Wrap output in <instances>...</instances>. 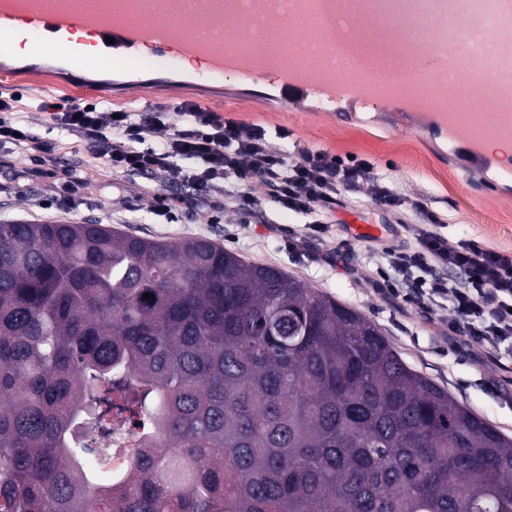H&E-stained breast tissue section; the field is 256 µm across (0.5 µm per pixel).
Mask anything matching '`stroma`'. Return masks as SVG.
<instances>
[{
  "mask_svg": "<svg viewBox=\"0 0 512 512\" xmlns=\"http://www.w3.org/2000/svg\"><path fill=\"white\" fill-rule=\"evenodd\" d=\"M0 95L18 96V108L33 135L54 145L47 159L27 147L0 145V221L100 224L169 243L200 238L234 251L246 261L281 269L363 313L408 365L512 435V373L502 378L499 394H492L487 382L494 367L483 348L454 349L419 314L386 303L374 292L372 281L385 261L368 240L347 238L343 225L355 220L384 225L382 244L397 245L412 242V226L420 218L382 209L372 197L370 181L343 192L344 205L334 213L328 237L294 251L288 246V233L299 229L300 218L277 212L269 190L261 183L250 186L256 209L275 221L279 232L269 231L255 216L226 207L218 194L202 206L180 205L169 216L160 212L158 201L183 198L189 192L185 184L115 171L107 159L78 152L74 136L49 129L39 108L41 100L49 96L56 101L93 102L97 95L92 89L67 84L52 88L36 76H0ZM218 110L247 126L288 130V139L275 141L274 146L285 150L294 163L301 161L305 152L315 150L370 158L376 175L437 216L449 242L473 238L489 248L512 252V189H489L479 174L465 172L439 144L396 129L384 105H373L355 118L331 112H283L272 97H256L228 78ZM342 245L363 257L358 275L324 262L326 253Z\"/></svg>",
  "mask_w": 512,
  "mask_h": 512,
  "instance_id": "1",
  "label": "stroma"
}]
</instances>
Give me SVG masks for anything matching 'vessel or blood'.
<instances>
[{"label":"vessel or blood","instance_id":"obj_1","mask_svg":"<svg viewBox=\"0 0 512 512\" xmlns=\"http://www.w3.org/2000/svg\"><path fill=\"white\" fill-rule=\"evenodd\" d=\"M121 2L112 0L109 11L73 14L63 8L42 10L38 0H0V61L11 58L15 26L24 24L39 48L24 65L27 73L37 74L53 65L67 69L78 80L85 71L97 70L103 79L95 91L109 101L115 98L117 87L138 84V77L126 64L145 54L158 60L155 74L160 81L177 72L179 61L192 59L204 63L210 84L223 85L230 76L238 85L259 86L261 70L249 59L218 44L184 38L185 29L200 24L220 29L255 18L285 30L289 10L311 7L336 35L352 41L366 26L377 28L387 38L405 19L426 17L438 29L427 50L438 53L448 48L449 21L463 18L470 27L481 28L487 18H494L491 71L498 89L494 99L497 125H487L483 113H452L436 99L414 92L417 76L413 73L399 84L384 87L372 80L365 67H354L338 79L325 69L293 58L280 69L279 105L282 111L298 112L310 101L336 112L346 104L381 101L398 127L427 136L449 153L462 156L466 165L480 169L489 183L512 180V168L500 164L495 147L502 139L500 127L512 130V87L505 84L506 72L512 69V0H382L384 9L378 14L364 10L365 0H165L168 22L162 31L125 18L119 9ZM83 32L95 36V51L78 49Z\"/></svg>","mask_w":512,"mask_h":512}]
</instances>
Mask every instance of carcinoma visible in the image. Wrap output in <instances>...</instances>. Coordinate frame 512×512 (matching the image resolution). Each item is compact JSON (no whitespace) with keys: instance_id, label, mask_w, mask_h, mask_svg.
Listing matches in <instances>:
<instances>
[{"instance_id":"obj_1","label":"carcinoma","mask_w":512,"mask_h":512,"mask_svg":"<svg viewBox=\"0 0 512 512\" xmlns=\"http://www.w3.org/2000/svg\"><path fill=\"white\" fill-rule=\"evenodd\" d=\"M151 297L145 298L143 294ZM153 457L112 477V395ZM512 512V437L299 277L0 222V512Z\"/></svg>"}]
</instances>
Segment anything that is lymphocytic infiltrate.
<instances>
[{
  "label": "lymphocytic infiltrate",
  "mask_w": 512,
  "mask_h": 512,
  "mask_svg": "<svg viewBox=\"0 0 512 512\" xmlns=\"http://www.w3.org/2000/svg\"><path fill=\"white\" fill-rule=\"evenodd\" d=\"M42 107L52 127L76 136L89 155L116 169L178 179L192 188L194 203L219 192L236 211L250 213L255 199L248 186L263 183L280 210L306 219L302 234L289 241L294 250L328 232L342 189L370 179L373 168L357 156L325 151L288 162L262 126H244L189 101L118 110L99 101ZM168 127L172 135L146 144L145 133ZM385 260L394 278L373 281V288L427 315L449 311L448 340L456 348L478 344L497 352L512 342V253L472 239L449 244L431 215L418 226L414 246L388 249Z\"/></svg>",
  "instance_id": "obj_1"
}]
</instances>
